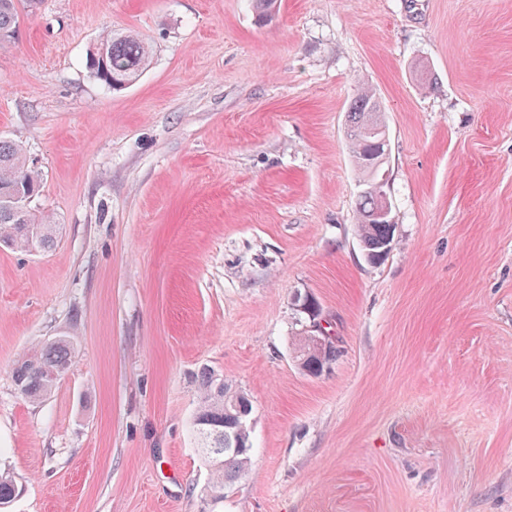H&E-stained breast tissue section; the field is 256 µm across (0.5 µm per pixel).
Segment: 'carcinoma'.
I'll return each instance as SVG.
<instances>
[{
  "mask_svg": "<svg viewBox=\"0 0 512 512\" xmlns=\"http://www.w3.org/2000/svg\"><path fill=\"white\" fill-rule=\"evenodd\" d=\"M18 2L0 0V48L14 38L20 22ZM98 44L106 47L105 66L95 61L96 52L86 58L91 75L112 89H121L138 80L151 60L150 46L131 32L109 30ZM382 107L373 88L363 85L347 109V139L352 160L361 174L362 190L356 206L355 224L369 260L384 257L383 250L394 238L393 216L385 220L374 218L379 209L378 197L371 187L380 178L369 159L376 139L367 134L370 128L385 127ZM39 173L26 164L24 147L12 140L0 139V244L29 253H47L57 244L56 225L50 217L34 209L25 212L26 224H34L39 232L29 236L18 227L13 207L17 194L34 196L38 190ZM77 337L56 336L35 345L23 354L11 369V380L17 392L32 403L47 399L65 378L72 366ZM297 359L302 370L318 376L330 368L338 351L331 343L320 348L309 345L306 337L296 339ZM199 407L195 416V432L212 463L211 492L213 498H224L230 487L246 470L250 453L248 420L252 412L250 399L243 395V409L225 403L229 390L224 378L204 368L197 375ZM22 487L8 472L0 471V509L19 496Z\"/></svg>",
  "mask_w": 512,
  "mask_h": 512,
  "instance_id": "cac0c4a2",
  "label": "carcinoma"
}]
</instances>
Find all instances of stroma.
<instances>
[{"instance_id": "obj_1", "label": "stroma", "mask_w": 512, "mask_h": 512, "mask_svg": "<svg viewBox=\"0 0 512 512\" xmlns=\"http://www.w3.org/2000/svg\"><path fill=\"white\" fill-rule=\"evenodd\" d=\"M153 51L115 91L110 29ZM385 109L395 220L356 233L359 83ZM0 136L61 226L0 245V469L9 512H512V0H41L0 49ZM340 350L295 358L297 295ZM77 337L50 397L9 371ZM252 402L223 499L195 375Z\"/></svg>"}]
</instances>
